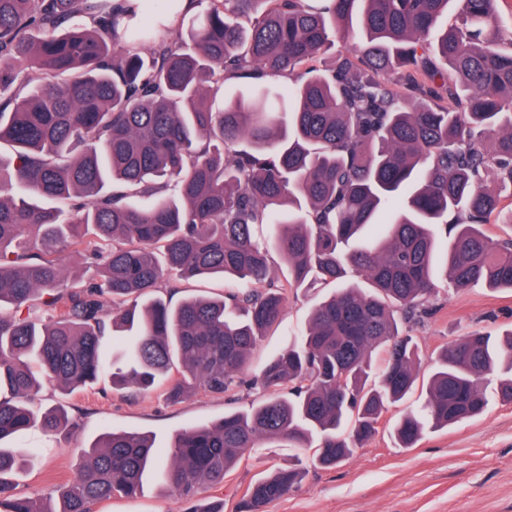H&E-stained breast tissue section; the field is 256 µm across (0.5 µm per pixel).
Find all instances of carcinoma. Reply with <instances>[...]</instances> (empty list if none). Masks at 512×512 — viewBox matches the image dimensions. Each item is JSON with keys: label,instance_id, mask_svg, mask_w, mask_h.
<instances>
[{"label": "carcinoma", "instance_id": "cac0c4a2", "mask_svg": "<svg viewBox=\"0 0 512 512\" xmlns=\"http://www.w3.org/2000/svg\"><path fill=\"white\" fill-rule=\"evenodd\" d=\"M206 2L185 28L189 0L161 39L132 22V0H0V145L14 154L0 164V512H93L137 495L156 465L187 512H224L199 490L265 440L340 464L415 387L405 326L428 314L436 268L456 289L512 291V238L485 229L512 202V35L498 36L497 0ZM451 5L459 26L441 24ZM354 30L353 50L319 69ZM239 78L252 94L216 106ZM67 247L95 269L85 289L67 285ZM170 274L242 287L139 305ZM328 281L340 288L257 377L264 399L179 432L166 456L146 435L103 434L55 508L15 494L29 455L4 442L35 422L76 428L60 407L34 412L42 381L71 393L107 374L140 393L164 381L173 400L197 386L231 399L288 289ZM39 298L47 321L31 312ZM132 330L108 358L107 336ZM492 374L512 402V329L445 348L423 411L394 425L401 447L480 416ZM303 475L255 481L242 512Z\"/></svg>", "mask_w": 512, "mask_h": 512}]
</instances>
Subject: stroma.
Here are the masks:
<instances>
[{"label": "stroma", "mask_w": 512, "mask_h": 512, "mask_svg": "<svg viewBox=\"0 0 512 512\" xmlns=\"http://www.w3.org/2000/svg\"><path fill=\"white\" fill-rule=\"evenodd\" d=\"M437 283L439 292L429 300V315L410 328L421 349L424 377L448 343L473 331L497 336L512 327L511 291L480 285L456 290L442 277ZM235 287V282L219 278L172 277L162 282L158 294L178 302L196 295L218 296ZM334 289V284L325 283L289 293L281 323L252 354L251 374H258L269 358L287 347L306 327L313 307ZM486 391L489 405L482 416L445 429H426L414 447L401 448L393 425L406 413L422 409L425 394L415 390L388 407L369 443L331 468L319 465L312 450L264 442L227 473L223 485L204 488L202 497L223 501L224 512H239L252 482L298 458L306 477L265 512H512V403L500 399L495 381L487 382ZM260 397L259 390L244 386L232 398L199 389L187 399L172 402L158 391L114 390L105 377L72 394L45 384L40 407L66 406L79 428L73 435L53 437L35 425L12 440V447L33 455L32 464L18 480L17 492L33 499L54 495L77 471L80 460L74 447L90 446L104 432L146 433L164 450L178 432L214 423ZM184 508L158 469L147 478L141 495L112 498L96 505L94 512H183Z\"/></svg>", "instance_id": "obj_1"}]
</instances>
